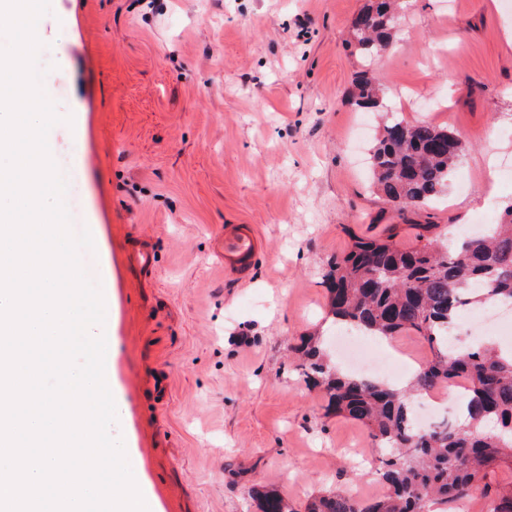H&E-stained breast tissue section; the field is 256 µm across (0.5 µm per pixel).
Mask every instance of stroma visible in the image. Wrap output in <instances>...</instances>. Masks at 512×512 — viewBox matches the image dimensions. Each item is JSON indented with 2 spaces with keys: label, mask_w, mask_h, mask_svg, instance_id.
Wrapping results in <instances>:
<instances>
[{
  "label": "stroma",
  "mask_w": 512,
  "mask_h": 512,
  "mask_svg": "<svg viewBox=\"0 0 512 512\" xmlns=\"http://www.w3.org/2000/svg\"><path fill=\"white\" fill-rule=\"evenodd\" d=\"M364 0H51L38 68L60 116L57 150L83 187L81 224L151 512H257L248 488L296 512L329 490L381 496L387 454L325 412L292 351L324 329L323 275L397 218L367 171L378 120L348 98L363 60L347 44ZM501 0H407L372 68L385 103L449 128L463 154L411 224H497L512 205V9ZM259 242L226 272L224 228ZM149 245V265L133 247Z\"/></svg>",
  "instance_id": "obj_1"
}]
</instances>
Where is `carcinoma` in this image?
<instances>
[{"instance_id":"cac0c4a2","label":"carcinoma","mask_w":512,"mask_h":512,"mask_svg":"<svg viewBox=\"0 0 512 512\" xmlns=\"http://www.w3.org/2000/svg\"><path fill=\"white\" fill-rule=\"evenodd\" d=\"M395 0H369L351 22L350 46L362 56L351 99L362 112L381 107V84L371 75L379 47L393 41ZM462 152V142L430 121L391 116L371 149L372 185L390 209L403 216L436 201ZM501 224L467 235L451 246L439 240L437 224H412L414 244L397 242L399 224L375 236L349 233L347 251L324 275L328 315L364 336L412 332L430 347V358L405 388L330 366L317 337L293 347L310 388L323 393L326 413L347 417L375 444L391 449L377 470L386 492L372 499L329 491L305 512H456V502L475 495L512 512V492L493 485L492 474L512 459V358L494 346L448 347L450 329L462 311L486 303L512 305V208ZM467 383L463 414L442 418L428 431L413 426L411 398L420 391ZM498 429L489 433L485 423ZM259 512H295L274 492L249 490Z\"/></svg>"}]
</instances>
